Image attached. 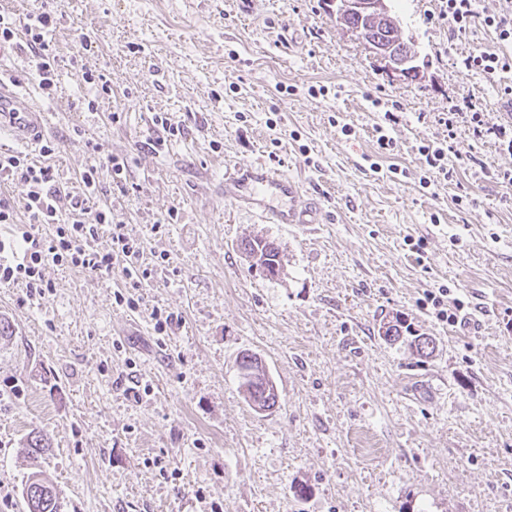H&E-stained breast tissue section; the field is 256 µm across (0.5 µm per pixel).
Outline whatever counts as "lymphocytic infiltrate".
Segmentation results:
<instances>
[{"label": "lymphocytic infiltrate", "mask_w": 512, "mask_h": 512, "mask_svg": "<svg viewBox=\"0 0 512 512\" xmlns=\"http://www.w3.org/2000/svg\"><path fill=\"white\" fill-rule=\"evenodd\" d=\"M442 17L454 32L461 34L482 26L493 30L501 43L512 45V17L486 14L480 11L478 0H445ZM56 25L55 13L46 5L31 11L20 24L13 16L0 14V49L29 52L39 85L47 94L55 85L52 45ZM461 121L470 124L474 137L494 135L501 152L512 156V122L486 127L480 109L468 100L449 107L445 124L452 130ZM41 152L44 160L39 164L21 152L0 153V181L26 185L24 208L30 217L29 223H18L14 203L0 197V224L13 227L12 240H0V252L12 254L9 260L0 259V286L24 285L29 300L43 301L52 289L44 276L51 264L96 275L118 270L134 288L153 278L155 270L144 263L142 244L127 237L122 221L100 199L101 171H108L113 183L122 184L126 160L107 155L102 163L88 166L79 186L70 191L60 186L53 166L45 162L54 154V144H44ZM45 224L54 225V234L42 233ZM105 226L111 230L112 248L103 253L93 243Z\"/></svg>", "instance_id": "lymphocytic-infiltrate-1"}]
</instances>
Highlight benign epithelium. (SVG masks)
<instances>
[{
	"mask_svg": "<svg viewBox=\"0 0 512 512\" xmlns=\"http://www.w3.org/2000/svg\"><path fill=\"white\" fill-rule=\"evenodd\" d=\"M351 15L360 18L359 38L384 62L390 73L406 79L419 74L417 55L413 50L400 46L401 40L379 41L368 37L369 32L379 26H396L387 0H336L337 22L343 26Z\"/></svg>",
	"mask_w": 512,
	"mask_h": 512,
	"instance_id": "benign-epithelium-1",
	"label": "benign epithelium"
}]
</instances>
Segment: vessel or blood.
<instances>
[{
	"instance_id": "b4317fda",
	"label": "vessel or blood",
	"mask_w": 512,
	"mask_h": 512,
	"mask_svg": "<svg viewBox=\"0 0 512 512\" xmlns=\"http://www.w3.org/2000/svg\"><path fill=\"white\" fill-rule=\"evenodd\" d=\"M47 115L0 78V141L35 144L44 134ZM224 199L275 224H317L319 203L304 198L299 184L258 160L225 169Z\"/></svg>"
}]
</instances>
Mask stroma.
<instances>
[{"label":"stroma","mask_w":512,"mask_h":512,"mask_svg":"<svg viewBox=\"0 0 512 512\" xmlns=\"http://www.w3.org/2000/svg\"><path fill=\"white\" fill-rule=\"evenodd\" d=\"M389 6L428 63L420 79L391 75L331 0H58L51 99L28 55H0L48 114L64 186L94 155L127 160L123 185L101 174L103 201L144 261L165 264L129 290L131 308L113 301L117 271L47 266L39 307L0 288V512H25L33 472L66 512H512L505 159L462 123L453 180L418 187V148L447 137L449 106L469 99L504 122L512 73L496 83L462 68L473 48L504 46L487 29L454 34L441 0ZM87 71L112 80L94 112ZM386 109L399 117L390 152L374 132ZM158 112L186 128L157 153ZM258 158L304 182L321 224L304 233L225 203V166ZM250 238L279 246V277L251 267ZM442 286L478 328L423 308ZM157 310L181 319L169 335L154 332ZM395 315L434 341L432 356L380 337ZM245 353L278 388L270 411L238 388ZM34 431L50 439L38 455Z\"/></svg>","instance_id":"1"}]
</instances>
